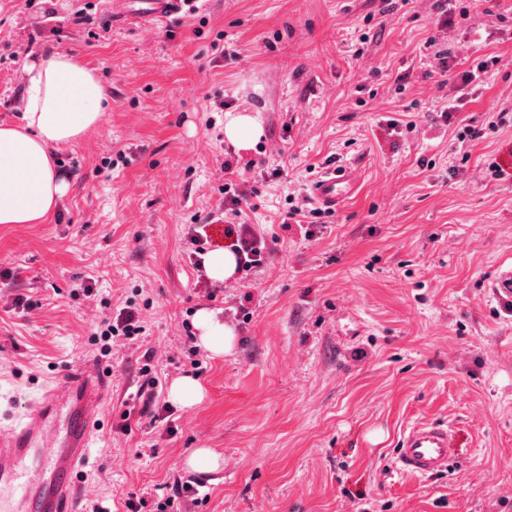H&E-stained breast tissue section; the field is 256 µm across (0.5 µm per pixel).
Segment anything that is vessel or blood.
<instances>
[{"mask_svg":"<svg viewBox=\"0 0 512 512\" xmlns=\"http://www.w3.org/2000/svg\"><path fill=\"white\" fill-rule=\"evenodd\" d=\"M178 0H141V18H163ZM347 171L329 170L312 199L336 207L353 190ZM492 288L512 305V265L499 268ZM112 398L110 386L87 368L58 375L13 424L0 426V512H82L80 477L93 432ZM453 435L445 423L420 421L403 433L395 457L400 473L430 478L447 471Z\"/></svg>","mask_w":512,"mask_h":512,"instance_id":"1","label":"vessel or blood"}]
</instances>
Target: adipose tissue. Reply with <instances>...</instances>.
I'll return each mask as SVG.
<instances>
[{
  "instance_id": "obj_1",
  "label": "adipose tissue",
  "mask_w": 512,
  "mask_h": 512,
  "mask_svg": "<svg viewBox=\"0 0 512 512\" xmlns=\"http://www.w3.org/2000/svg\"><path fill=\"white\" fill-rule=\"evenodd\" d=\"M26 105L19 123L0 126V224H39L52 214L68 185L55 164L57 149L79 142L97 126L103 88L72 55L52 52L23 68ZM202 347L220 357L235 334L217 313L196 316Z\"/></svg>"
}]
</instances>
